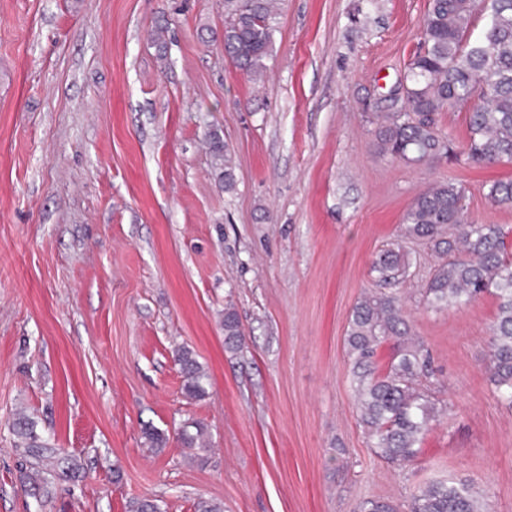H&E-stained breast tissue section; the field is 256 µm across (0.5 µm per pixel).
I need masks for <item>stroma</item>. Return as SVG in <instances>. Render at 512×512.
Listing matches in <instances>:
<instances>
[{
    "label": "stroma",
    "instance_id": "35a3bbf8",
    "mask_svg": "<svg viewBox=\"0 0 512 512\" xmlns=\"http://www.w3.org/2000/svg\"><path fill=\"white\" fill-rule=\"evenodd\" d=\"M429 0H284L254 82L224 54V0H0V512H408L432 481H466L512 512V408L485 362L497 301L430 308L435 259L396 286L430 350L441 410L414 462L378 459L357 422L345 336L371 264L436 181L470 218L512 207L490 185L512 164L461 155L468 112L439 127L455 151L422 166L381 154L373 117L401 108ZM169 28L166 49L152 32ZM234 155L235 187L206 147ZM247 338L224 345V310ZM186 347L209 376L182 391ZM26 414L79 466L25 495ZM203 423L193 461L176 431ZM169 436L148 447L145 426Z\"/></svg>",
    "mask_w": 512,
    "mask_h": 512
}]
</instances>
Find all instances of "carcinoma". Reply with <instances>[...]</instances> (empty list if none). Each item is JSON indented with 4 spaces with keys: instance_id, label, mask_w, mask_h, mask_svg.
Segmentation results:
<instances>
[{
    "instance_id": "obj_1",
    "label": "carcinoma",
    "mask_w": 512,
    "mask_h": 512,
    "mask_svg": "<svg viewBox=\"0 0 512 512\" xmlns=\"http://www.w3.org/2000/svg\"><path fill=\"white\" fill-rule=\"evenodd\" d=\"M484 25L473 37L474 23ZM276 0H224V53L254 80L263 78L276 30ZM421 50L406 75V106L377 116L379 151L410 165H423L450 151L438 117L450 108L469 110L463 154L475 165L512 163V0H430L423 20ZM209 149L224 166V189L234 188L232 159L216 136ZM488 199L512 206V180L490 185ZM465 189L438 182L420 193L407 208L401 232L372 263L379 283L399 284L412 266L405 242L421 240L441 262L424 288L428 304L438 309L467 305L489 293L498 301L490 329L486 368L499 397L512 407V257L496 224L470 219ZM394 342L395 352L383 369L379 348ZM224 343L240 352L246 336L238 315L224 311ZM345 343L351 364V388L358 423L375 454L391 463H410L440 410L424 387L430 375V354L415 336L395 293L366 294L353 307ZM183 391L190 398L207 393L208 375L191 350L179 348ZM177 432L184 447L205 450L204 426ZM33 462L20 474V485L43 508L53 498L49 470L75 474L76 464L57 454L40 438L36 422L18 416L12 424ZM145 443L162 448L164 432L149 426ZM409 512H491L489 501L467 483L433 481L412 494Z\"/></svg>"
}]
</instances>
